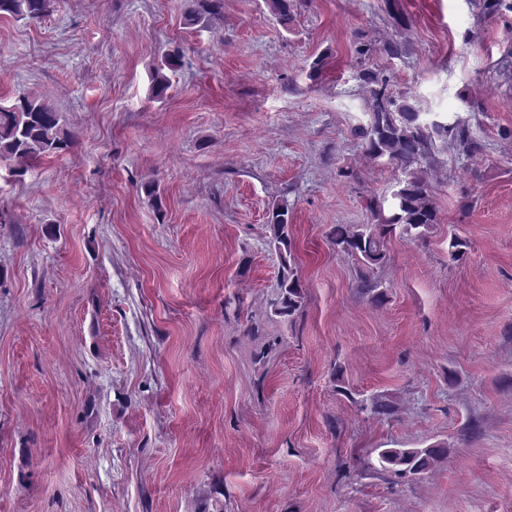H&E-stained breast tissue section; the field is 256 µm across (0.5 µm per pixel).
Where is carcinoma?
Instances as JSON below:
<instances>
[{
    "label": "carcinoma",
    "mask_w": 512,
    "mask_h": 512,
    "mask_svg": "<svg viewBox=\"0 0 512 512\" xmlns=\"http://www.w3.org/2000/svg\"><path fill=\"white\" fill-rule=\"evenodd\" d=\"M185 21L190 26H208L220 16L223 0H188ZM270 8L283 24H288L293 11V0H269ZM52 10V0H0V15L30 23L42 20ZM183 67L180 47L164 54L161 64L152 72V91L158 97L169 87V78L163 73ZM359 80L369 88L370 119L357 130L362 148L372 159L388 158L389 162L407 174L402 186L394 194V212L386 217L372 209L376 223L353 227L338 225L330 233L329 241L341 251L355 257L371 270L386 259L385 240L398 231L412 239L426 236L438 223V212L433 203L428 180L422 171L413 169L424 156L430 135L420 123L419 112L406 103H398L388 93V81L370 71L359 73ZM439 137L451 138L470 153L475 145L464 129L458 126L432 127ZM75 134L67 127L65 117L44 95L19 94L10 104H0V160L23 165L41 157L58 155L68 150ZM149 205L163 212L164 202L156 181L140 185ZM271 243L278 250L280 278L278 293L273 302L274 314L292 318L302 308L303 285L297 269L291 264L293 228L289 224L288 207L272 205L267 212ZM448 448L442 443L426 448H385L378 453L382 471L401 479L415 478L434 469L447 458Z\"/></svg>",
    "instance_id": "cac0c4a2"
}]
</instances>
